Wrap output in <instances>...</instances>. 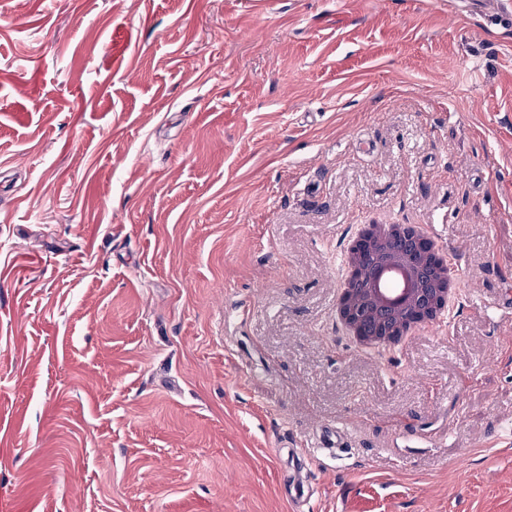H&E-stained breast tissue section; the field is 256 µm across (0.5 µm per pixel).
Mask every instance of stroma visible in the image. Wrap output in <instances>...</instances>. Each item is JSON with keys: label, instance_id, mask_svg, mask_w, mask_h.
I'll list each match as a JSON object with an SVG mask.
<instances>
[{"label": "stroma", "instance_id": "obj_1", "mask_svg": "<svg viewBox=\"0 0 512 512\" xmlns=\"http://www.w3.org/2000/svg\"><path fill=\"white\" fill-rule=\"evenodd\" d=\"M472 3L0 0V512H512V13ZM372 220L438 225L461 298L366 355Z\"/></svg>", "mask_w": 512, "mask_h": 512}]
</instances>
